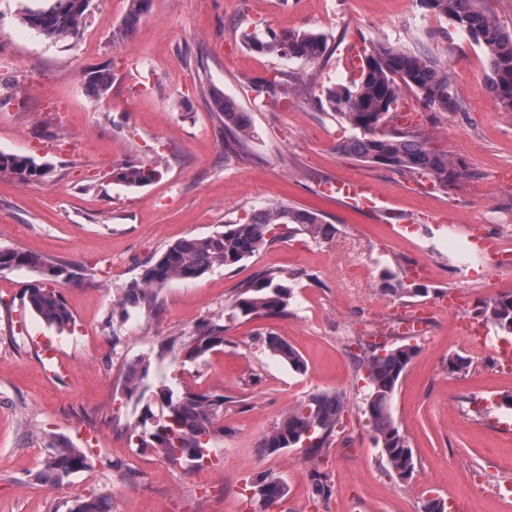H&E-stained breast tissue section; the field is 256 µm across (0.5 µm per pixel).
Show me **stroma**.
I'll list each match as a JSON object with an SVG mask.
<instances>
[{"instance_id": "1", "label": "stroma", "mask_w": 512, "mask_h": 512, "mask_svg": "<svg viewBox=\"0 0 512 512\" xmlns=\"http://www.w3.org/2000/svg\"><path fill=\"white\" fill-rule=\"evenodd\" d=\"M38 0H0V151L47 164L39 183L0 177V246L67 264L72 278L55 290L75 323L48 326L24 304L44 279L29 270L0 273V512H66L91 495L112 512H260L253 479L288 487L287 512H421L426 498L458 500L465 512H512V375L495 351L512 335L475 313L478 301L512 291V255L465 259L472 234L512 233V112L487 88L489 62L467 37L419 0H151L124 31L128 0H91L82 33L60 44L20 20ZM305 30L328 37L319 63L258 55L240 39ZM388 40L435 55L458 109L442 112L410 90L396 104L395 127L420 132L429 146L462 161L467 177L440 189L337 151L351 128L323 111L326 87L349 82L370 43ZM112 73L95 98L83 84L94 67ZM284 72L289 96L256 99L250 83ZM219 88L247 112L255 136L226 154L224 125L208 95ZM159 166L153 183L117 182L122 166ZM362 180L386 199L385 211L355 208L323 192L330 181ZM285 201L335 224L330 240L288 234L256 256L201 278L173 281L153 314L113 321L120 288L167 245L207 235L255 210ZM425 264L426 295L382 294L383 268ZM265 269L295 273L287 315L233 316L238 286ZM463 295L462 318L432 316L448 293ZM429 312L419 349L393 400V416L414 453L399 481L371 436L361 406L359 340L399 338L410 311ZM222 318L224 344L196 364L159 345ZM482 325L488 343L466 344L461 322ZM298 350L306 369L279 361L265 339ZM469 356L468 373L448 360ZM152 356L151 383L179 378L193 390L224 396V435L210 461L174 463L130 443L126 425L140 412L120 383L139 357ZM344 393L342 427L327 456L258 446L283 413L309 394ZM89 453L90 469L69 484L38 479L51 438ZM327 474L329 498L316 497L312 471Z\"/></svg>"}]
</instances>
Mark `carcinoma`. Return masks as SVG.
Wrapping results in <instances>:
<instances>
[{"label": "carcinoma", "mask_w": 512, "mask_h": 512, "mask_svg": "<svg viewBox=\"0 0 512 512\" xmlns=\"http://www.w3.org/2000/svg\"><path fill=\"white\" fill-rule=\"evenodd\" d=\"M91 0H41L38 16L30 22L26 9L21 22L35 26L42 37L54 41L75 38L85 20ZM150 0H130L125 30H130L147 12ZM420 3L458 33L482 47L489 61L487 85L497 104L512 110V32L503 27L484 7V0H420ZM241 40L250 50L280 58L307 62L322 60L328 50L327 36L312 31H290L263 34L242 31ZM84 84L95 96L102 97L112 86L107 69L92 68L83 74ZM415 91L429 106L453 109L448 74L437 60L391 42H376L363 52L358 76L343 84L322 91L321 107L336 114L348 124L355 135L338 145L364 163L388 167L413 179L446 189L467 175L462 162L448 154L427 147L419 137L401 130L386 131L383 126L394 118V110L402 88ZM255 97L276 91L285 92V79L256 78L251 82ZM212 101L222 116L224 129L230 134L225 148L232 153L243 149L253 137V126L247 113L224 97L219 89L211 91ZM49 174L46 166L38 167L28 156L0 152V176L8 175L25 181L43 180ZM161 175L156 167L127 165L115 179L128 187H142ZM308 234L315 239L329 240L336 226L327 223L320 213L280 201L255 211L244 223L224 225V230L204 236L177 240L143 265L139 276L124 287L116 305L125 317L128 308L150 312L156 304L158 291L173 280H192L215 268L230 269L253 257L264 247L280 240L288 231ZM27 269L47 281L67 279V267L32 251L0 247V272ZM295 275L263 270L239 285L232 309L243 317H277L288 313ZM408 275L397 277L385 269L381 288L399 298L415 297L426 292L424 286L406 282ZM28 308L47 325L61 331L74 323L71 311L61 295L51 288L35 286L26 291ZM478 314L501 332L512 335V291L502 292L481 301ZM270 352L296 372L305 371L299 352L276 336L266 340ZM224 345L222 319H209L180 341L183 362L196 363ZM418 354V347L409 343H392L381 348L366 345L357 357L366 372L364 413L372 426L375 447L386 457L390 476L402 481L415 469L414 454L408 438L400 431L393 416V399L398 384ZM151 358H140L138 367L129 370L122 381V392L142 405L140 415L128 423L129 440L139 448H153L171 461L185 457L202 460L213 448L217 437L224 435V395L196 391L178 383L164 382L156 387L148 384ZM345 401L341 394L317 392L308 395L288 409L273 429L264 436L259 448L264 454H275L286 448L305 445L309 457L316 459L328 453L331 437L341 425ZM91 467L88 454L62 439L51 442L40 477L55 485L63 484L71 475ZM262 486L282 498L288 488L280 480L262 476L254 486ZM312 493L318 498L331 494L326 474L312 472ZM67 512H111L107 499L90 496L75 500Z\"/></svg>", "instance_id": "cac0c4a2"}]
</instances>
